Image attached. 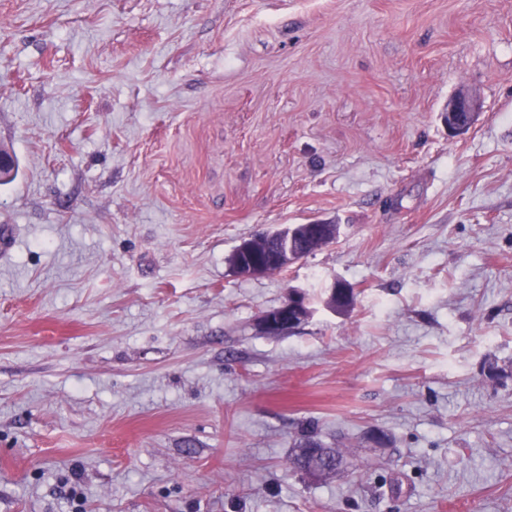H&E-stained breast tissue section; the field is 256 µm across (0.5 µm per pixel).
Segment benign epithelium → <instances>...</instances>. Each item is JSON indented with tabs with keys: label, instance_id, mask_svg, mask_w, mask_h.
I'll return each mask as SVG.
<instances>
[{
	"label": "benign epithelium",
	"instance_id": "benign-epithelium-1",
	"mask_svg": "<svg viewBox=\"0 0 512 512\" xmlns=\"http://www.w3.org/2000/svg\"><path fill=\"white\" fill-rule=\"evenodd\" d=\"M478 102L469 95H459L448 104V112L464 114V123L456 127L448 125L452 134H461L470 128L476 117ZM302 225L287 224L274 231L263 233V237L274 242L275 247L266 256L257 254V242L260 238H248L242 241L230 258V268L243 277H257L266 274L270 267L284 270L303 258L293 248L295 239L300 236ZM312 310L304 294L293 293L282 305L269 309L258 318L259 330L268 336H280L292 331L308 318Z\"/></svg>",
	"mask_w": 512,
	"mask_h": 512
}]
</instances>
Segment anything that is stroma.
Listing matches in <instances>:
<instances>
[{
	"instance_id": "stroma-1",
	"label": "stroma",
	"mask_w": 512,
	"mask_h": 512,
	"mask_svg": "<svg viewBox=\"0 0 512 512\" xmlns=\"http://www.w3.org/2000/svg\"><path fill=\"white\" fill-rule=\"evenodd\" d=\"M0 147V512H512V0H0ZM478 102L469 95H459L448 104L449 113H463L464 123H460V128L448 124V131L452 134H461L470 128L476 117ZM309 224H287L274 231L262 233V237L243 240L230 258V268L234 273L243 277H257L266 274L270 267L278 266L281 270L298 262L316 249L332 243L338 234V225H319L316 233L308 232L298 240L297 249L304 252L305 256L293 248L295 239L300 236L302 227ZM267 238L274 242L275 247L266 256L257 254V242ZM312 310L304 294L293 293L282 305L269 309L258 318L259 330L268 336H280L291 332L308 318ZM298 449L293 455L291 463L295 468L306 472L313 459L325 466H333L337 469L344 463V457L338 449L327 448L315 439L308 438Z\"/></svg>"
}]
</instances>
